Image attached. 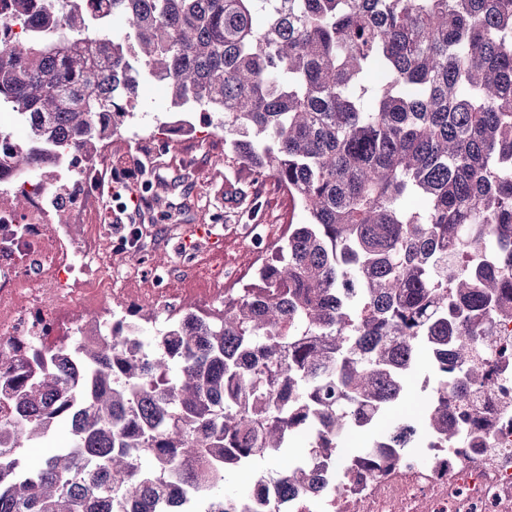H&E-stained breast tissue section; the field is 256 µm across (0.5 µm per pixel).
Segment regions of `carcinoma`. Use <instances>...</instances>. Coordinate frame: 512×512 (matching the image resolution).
Wrapping results in <instances>:
<instances>
[{"label":"carcinoma","instance_id":"carcinoma-1","mask_svg":"<svg viewBox=\"0 0 512 512\" xmlns=\"http://www.w3.org/2000/svg\"><path fill=\"white\" fill-rule=\"evenodd\" d=\"M126 32L88 19L91 7ZM0 168L93 165L143 75L224 117V163L271 178L301 222L224 312L189 313L150 352L112 334L70 361L0 349V512H251L225 477L309 447L289 472L336 482L343 439L384 416L427 355L417 437L451 440L448 400L494 352L457 338L512 320V0H8ZM41 29L15 37L9 21ZM73 441L35 469L20 449ZM403 443L400 423L385 441Z\"/></svg>","mask_w":512,"mask_h":512}]
</instances>
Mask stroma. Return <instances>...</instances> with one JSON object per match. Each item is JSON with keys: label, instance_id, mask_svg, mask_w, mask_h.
<instances>
[{"label": "stroma", "instance_id": "obj_1", "mask_svg": "<svg viewBox=\"0 0 512 512\" xmlns=\"http://www.w3.org/2000/svg\"><path fill=\"white\" fill-rule=\"evenodd\" d=\"M134 117L121 138L105 145L95 166L88 190L69 204L59 223L65 229L69 251L97 246L92 287L112 285L115 256L111 243L119 236V224L146 225L154 241L149 269L128 283L125 293L130 308H140V288L151 280V266L160 264L176 270L172 288H205L203 271L227 270L250 263V255L236 227L240 224H284L288 221V199L274 180L254 181L224 163V132L213 112H190L189 134L159 131L167 120L170 99L162 84L144 82L138 93ZM150 170L158 187L148 196L143 210L121 208V197L129 196L135 182L133 172ZM213 225L223 234L220 250L195 244L181 250V237L172 232L173 223Z\"/></svg>", "mask_w": 512, "mask_h": 512}]
</instances>
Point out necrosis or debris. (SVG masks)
I'll list each match as a JSON object with an SVG mask.
<instances>
[{"label": "necrosis or debris", "instance_id": "1", "mask_svg": "<svg viewBox=\"0 0 512 512\" xmlns=\"http://www.w3.org/2000/svg\"><path fill=\"white\" fill-rule=\"evenodd\" d=\"M49 199L42 193L22 215L0 209V346L25 336L43 348L64 345L75 353L97 337L99 307L74 308L71 293L59 283L84 282L91 255L69 254L61 236L30 233V226L48 223ZM34 256L42 266L31 277L21 272L19 261ZM488 329L482 344L503 355L491 387L470 399L488 423L481 447L467 440L471 420L449 407L455 440L426 439L395 460L384 448L368 462L348 456L336 490L293 487L289 512H512V323Z\"/></svg>", "mask_w": 512, "mask_h": 512}]
</instances>
